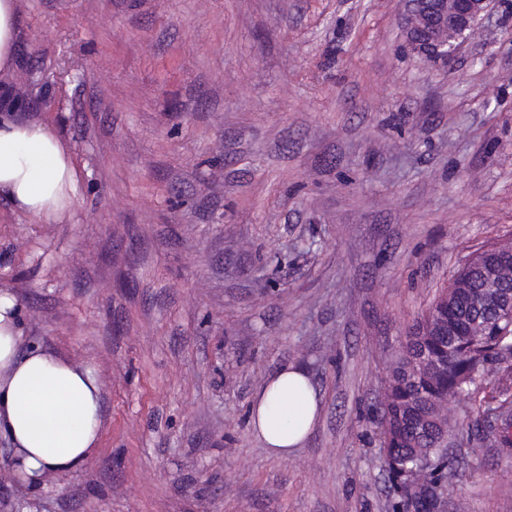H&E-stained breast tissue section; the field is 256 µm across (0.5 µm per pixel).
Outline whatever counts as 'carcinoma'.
<instances>
[{
  "label": "carcinoma",
  "mask_w": 512,
  "mask_h": 512,
  "mask_svg": "<svg viewBox=\"0 0 512 512\" xmlns=\"http://www.w3.org/2000/svg\"><path fill=\"white\" fill-rule=\"evenodd\" d=\"M481 287V272L474 270L469 291L441 288L392 363V400L382 407L378 426L392 488L391 512H435L453 466L446 452L449 437L464 430L476 441L492 436L512 447L511 440L499 438V430L512 427V363L507 358L512 325L502 322L486 338L470 340L467 325L476 313L473 298ZM425 352L440 360V372L429 376L419 369L417 359ZM445 392L468 400L476 411L474 423L464 427L450 420L441 426L434 421L431 398ZM419 467L428 470L426 484L416 491L406 489L404 472Z\"/></svg>",
  "instance_id": "carcinoma-1"
}]
</instances>
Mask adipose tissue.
Masks as SVG:
<instances>
[{
    "label": "adipose tissue",
    "mask_w": 512,
    "mask_h": 512,
    "mask_svg": "<svg viewBox=\"0 0 512 512\" xmlns=\"http://www.w3.org/2000/svg\"><path fill=\"white\" fill-rule=\"evenodd\" d=\"M79 191L71 152L44 122L0 118V197L47 222L69 215ZM23 315L0 294V437L14 469L34 490L52 473L84 468L103 423L102 396L91 371L38 346L20 349ZM321 397L304 367L278 368L254 394L247 423L267 453L285 458L319 419Z\"/></svg>",
    "instance_id": "obj_1"
}]
</instances>
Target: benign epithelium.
<instances>
[{"instance_id":"7a95c632","label":"benign epithelium","mask_w":512,"mask_h":512,"mask_svg":"<svg viewBox=\"0 0 512 512\" xmlns=\"http://www.w3.org/2000/svg\"><path fill=\"white\" fill-rule=\"evenodd\" d=\"M490 0H405L400 18L407 51L423 61L448 62L459 43L473 33L489 12ZM481 299L501 321L512 322V264L481 263Z\"/></svg>"}]
</instances>
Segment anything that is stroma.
<instances>
[{
  "instance_id": "stroma-1",
  "label": "stroma",
  "mask_w": 512,
  "mask_h": 512,
  "mask_svg": "<svg viewBox=\"0 0 512 512\" xmlns=\"http://www.w3.org/2000/svg\"><path fill=\"white\" fill-rule=\"evenodd\" d=\"M402 9L18 0L0 115L53 125L80 194L56 224L0 198V293L105 414L37 492L0 438V512H388L389 367L459 262L512 237V9L445 65L403 50ZM292 363L322 409L276 459L246 417ZM448 455L436 512H512V449Z\"/></svg>"
}]
</instances>
